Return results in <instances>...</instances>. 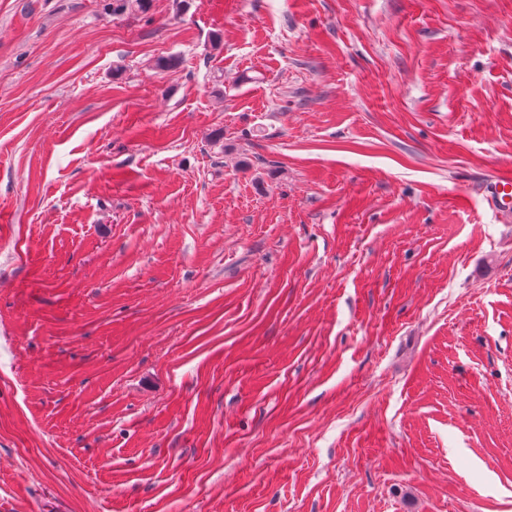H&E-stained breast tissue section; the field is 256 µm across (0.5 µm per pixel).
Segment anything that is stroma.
I'll use <instances>...</instances> for the list:
<instances>
[{"mask_svg":"<svg viewBox=\"0 0 512 512\" xmlns=\"http://www.w3.org/2000/svg\"><path fill=\"white\" fill-rule=\"evenodd\" d=\"M107 3L0 0V512H512V0ZM483 198L504 223L512 220V179L510 176L491 177L486 184Z\"/></svg>","mask_w":512,"mask_h":512,"instance_id":"obj_1","label":"stroma"}]
</instances>
